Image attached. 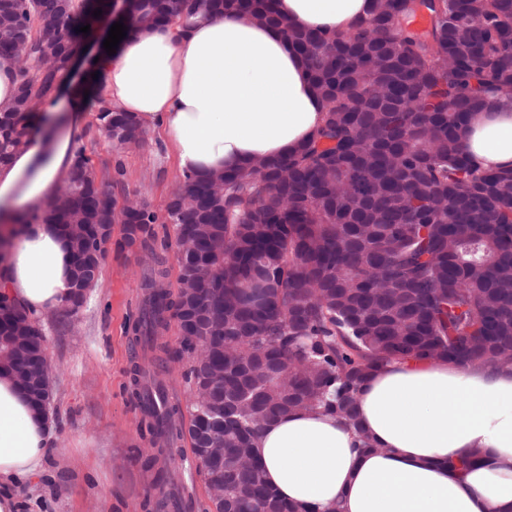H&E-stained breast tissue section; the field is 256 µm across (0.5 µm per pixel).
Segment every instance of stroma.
Segmentation results:
<instances>
[{
  "label": "stroma",
  "mask_w": 512,
  "mask_h": 512,
  "mask_svg": "<svg viewBox=\"0 0 512 512\" xmlns=\"http://www.w3.org/2000/svg\"><path fill=\"white\" fill-rule=\"evenodd\" d=\"M118 203L144 200L164 214L180 171L163 138L146 134L141 144L114 149L88 117L78 135ZM122 164L113 182L114 164ZM148 254L108 250L86 305L74 315L55 313L40 327L53 366L56 450L48 478L25 486L31 512H207L211 500L189 445L159 447L141 437L142 413L130 394L134 367L157 372L168 403H184V364L156 366L145 357L134 325L142 300L141 276ZM154 458L146 466V458Z\"/></svg>",
  "instance_id": "35a3bbf8"
}]
</instances>
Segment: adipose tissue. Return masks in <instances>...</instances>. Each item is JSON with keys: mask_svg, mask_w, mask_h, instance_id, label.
I'll return each mask as SVG.
<instances>
[{"mask_svg": "<svg viewBox=\"0 0 512 512\" xmlns=\"http://www.w3.org/2000/svg\"><path fill=\"white\" fill-rule=\"evenodd\" d=\"M298 27L344 32L370 0H276ZM102 94L145 131L162 130L180 171L232 169L279 158L314 136L323 104L281 32L247 17L201 15L132 26L101 55ZM84 89L62 81L25 149L0 164V291L32 318L65 309L68 241L36 220L64 186ZM465 142L485 168L512 167V99L477 113ZM31 214L33 222L18 218ZM356 420L297 411L263 425L253 452L268 486L297 512H512V366L403 359L362 385ZM376 444L358 447L359 434ZM55 427L0 372V512H21L17 489L39 482Z\"/></svg>", "mask_w": 512, "mask_h": 512, "instance_id": "adipose-tissue-1", "label": "adipose tissue"}]
</instances>
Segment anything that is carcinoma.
<instances>
[{
  "label": "carcinoma",
  "instance_id": "cac0c4a2",
  "mask_svg": "<svg viewBox=\"0 0 512 512\" xmlns=\"http://www.w3.org/2000/svg\"><path fill=\"white\" fill-rule=\"evenodd\" d=\"M112 13L113 0H0V55L17 59V90L0 109V163L34 129L31 100L58 90L68 61ZM250 14L279 28L303 58L323 103L316 135L296 151L211 174L185 173L166 206L180 279L202 285L205 329L180 341L190 395L170 405L162 386L136 371L141 435L170 442L185 424L196 469L224 479L214 512H295L262 477L235 466L263 424L322 407L350 422L372 371L393 359L485 360L512 366V168L476 167L462 133L493 97H512V0H372L370 16L345 33L289 25L275 0H128L119 22ZM55 56L50 70L40 66ZM99 128L117 147L143 131L91 99ZM85 146L63 198L33 218L89 224L71 254L72 274L95 287L102 260L83 258L97 234L122 225L119 249L153 250L158 215L145 202L117 207ZM142 280L135 332L144 348L180 319L193 298L165 290V260ZM45 339L0 292V366L41 379ZM224 441V467L201 463L199 438Z\"/></svg>",
  "mask_w": 512,
  "mask_h": 512
}]
</instances>
